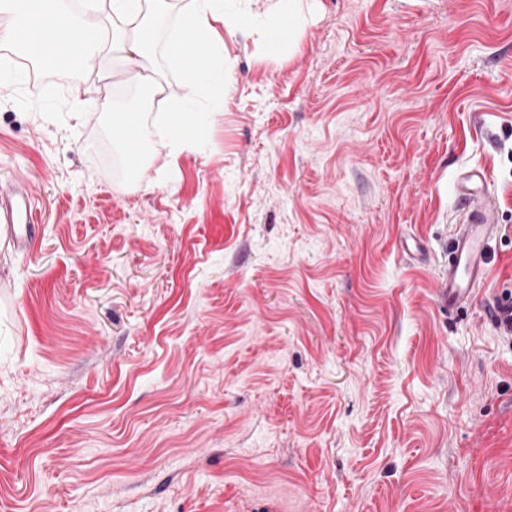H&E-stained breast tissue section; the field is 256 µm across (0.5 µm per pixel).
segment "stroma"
<instances>
[{"label": "stroma", "instance_id": "1", "mask_svg": "<svg viewBox=\"0 0 512 512\" xmlns=\"http://www.w3.org/2000/svg\"><path fill=\"white\" fill-rule=\"evenodd\" d=\"M301 14L279 56L212 19L207 147L151 134L128 186L134 66L0 70L37 205L27 252L0 229V512H512V337L435 303L471 169L512 295V0Z\"/></svg>", "mask_w": 512, "mask_h": 512}]
</instances>
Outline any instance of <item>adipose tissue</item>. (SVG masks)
I'll return each instance as SVG.
<instances>
[{"label":"adipose tissue","instance_id":"ef3b65f1","mask_svg":"<svg viewBox=\"0 0 512 512\" xmlns=\"http://www.w3.org/2000/svg\"><path fill=\"white\" fill-rule=\"evenodd\" d=\"M95 6L99 27L112 31L113 46L139 68L143 82L161 92L150 59L154 31L149 20L166 17L173 7L171 0H96ZM0 9L12 17L5 39L20 45L29 56L73 61L102 51L98 39L80 40L83 22L72 0H0Z\"/></svg>","mask_w":512,"mask_h":512}]
</instances>
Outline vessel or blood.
I'll return each instance as SVG.
<instances>
[{"instance_id": "vessel-or-blood-1", "label": "vessel or blood", "mask_w": 512, "mask_h": 512, "mask_svg": "<svg viewBox=\"0 0 512 512\" xmlns=\"http://www.w3.org/2000/svg\"><path fill=\"white\" fill-rule=\"evenodd\" d=\"M457 206L464 214V221L454 228L448 262L439 276L435 293L436 305L445 314L465 308L475 292L488 283L489 242L497 226L494 200L481 171L470 170L462 175ZM34 222L31 193L25 185L13 184L0 195V223L6 226L15 251L25 250ZM488 312L503 332L512 334V297H492Z\"/></svg>"}]
</instances>
